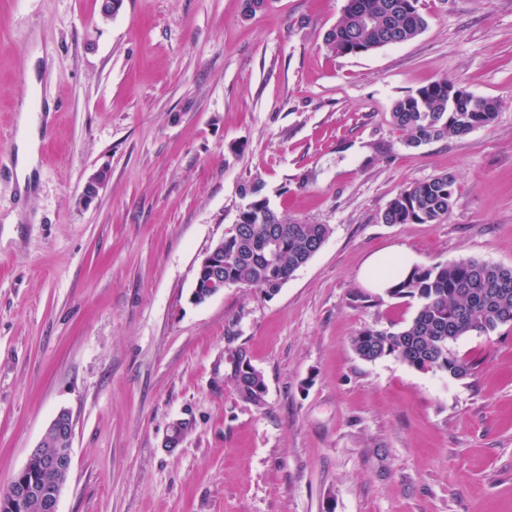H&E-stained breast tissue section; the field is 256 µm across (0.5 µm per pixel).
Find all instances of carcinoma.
<instances>
[{
	"label": "carcinoma",
	"mask_w": 512,
	"mask_h": 512,
	"mask_svg": "<svg viewBox=\"0 0 512 512\" xmlns=\"http://www.w3.org/2000/svg\"><path fill=\"white\" fill-rule=\"evenodd\" d=\"M419 0H348L344 16L325 37L334 55H357L407 42L419 35L426 20ZM501 102L479 97L457 111L448 104V82L438 81L394 103L393 125L417 148L432 140L462 137L491 126ZM254 182L241 188L248 199L239 221L224 232V282L257 288L271 295L305 265L331 233L326 224H297L282 220L260 195ZM455 204V179L447 174L405 187L389 201L386 224H438ZM388 295L416 302L414 316L404 325L367 327L352 339L356 354L366 361L392 356L419 371H439L453 380L470 377L477 362L459 355L457 340L470 333L488 334L512 324V265L459 260L415 266ZM224 384L242 400L264 404V378L246 351L227 359Z\"/></svg>",
	"instance_id": "carcinoma-1"
}]
</instances>
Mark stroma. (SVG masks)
I'll list each match as a JSON object with an SVG mask.
<instances>
[{
  "label": "stroma",
  "mask_w": 512,
  "mask_h": 512,
  "mask_svg": "<svg viewBox=\"0 0 512 512\" xmlns=\"http://www.w3.org/2000/svg\"><path fill=\"white\" fill-rule=\"evenodd\" d=\"M346 3L123 0L106 19L101 0H0V485L64 409L58 512H512V325L458 340L478 362L461 381L352 347L415 312L361 285L370 255L512 265V0H419L417 37L339 56ZM443 80L501 100L495 123L407 147L394 102ZM442 173L447 220L383 223ZM253 181L331 234L275 294L194 303ZM236 348L262 407L224 383ZM19 121L21 124L30 128L27 138L22 142L19 148V161L17 166V178L21 189L27 186L30 180L32 170L37 162V148L39 144V134L36 130V124L32 121L30 112H21ZM29 177V179H28Z\"/></svg>",
  "instance_id": "35a3bbf8"
}]
</instances>
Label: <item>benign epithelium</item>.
Masks as SVG:
<instances>
[{
	"instance_id": "7a95c632",
	"label": "benign epithelium",
	"mask_w": 512,
	"mask_h": 512,
	"mask_svg": "<svg viewBox=\"0 0 512 512\" xmlns=\"http://www.w3.org/2000/svg\"><path fill=\"white\" fill-rule=\"evenodd\" d=\"M224 241H219L202 257L192 291V300L203 303L215 295L224 292ZM54 435L66 442L67 447L58 448L54 452L43 453L42 444H37L30 452L27 464L10 480L3 500L23 502L28 499H38L42 512H58V502L64 483L54 485L51 493L39 495L38 489L24 479V474L30 467V462L36 460L39 464L56 473L58 476H68L72 465L73 421L66 410L59 411L44 431V436Z\"/></svg>"
}]
</instances>
